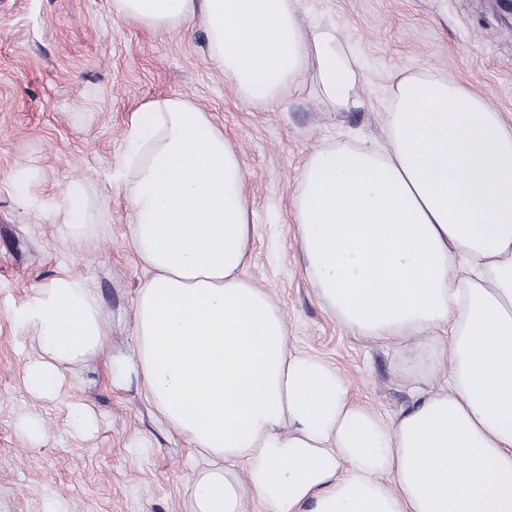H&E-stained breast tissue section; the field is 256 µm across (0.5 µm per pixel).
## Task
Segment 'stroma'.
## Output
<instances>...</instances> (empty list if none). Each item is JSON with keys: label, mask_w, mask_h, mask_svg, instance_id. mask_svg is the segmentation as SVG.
Wrapping results in <instances>:
<instances>
[{"label": "stroma", "mask_w": 512, "mask_h": 512, "mask_svg": "<svg viewBox=\"0 0 512 512\" xmlns=\"http://www.w3.org/2000/svg\"><path fill=\"white\" fill-rule=\"evenodd\" d=\"M364 62V105L336 111L311 93L250 104L214 67L204 29H154L116 16L112 0H0V512H190L192 448L138 383L113 387L108 356L131 355L133 308L148 274L130 244L129 178L118 163L132 119L164 98L186 100L223 129L245 170L253 224L244 278L266 289L295 350L348 381L352 402L383 419L414 399L399 372L407 344L347 329L309 279L291 198L316 149L382 142L391 78L425 70L484 98L512 124V14L501 0H304ZM85 189V239L62 220L72 182ZM86 279L108 327L104 353L69 366L55 399L31 396L37 346L16 311L35 289ZM87 406L93 437L77 433ZM40 420L28 447L20 425Z\"/></svg>", "instance_id": "1"}]
</instances>
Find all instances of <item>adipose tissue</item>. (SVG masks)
<instances>
[{
  "label": "adipose tissue",
  "instance_id": "adipose-tissue-1",
  "mask_svg": "<svg viewBox=\"0 0 512 512\" xmlns=\"http://www.w3.org/2000/svg\"><path fill=\"white\" fill-rule=\"evenodd\" d=\"M113 7L155 29L202 21L247 102L307 88L339 112L363 105L353 55L303 0ZM384 129L382 146L313 151L292 208L325 305L357 334L408 344L414 402L388 421L350 402L335 367L291 351L269 292L241 278L252 226L223 130L178 98L131 122V243L150 276L134 352L109 370L206 458L192 512H512V127L445 77L399 73ZM16 316L39 348L24 373L38 398L59 396L64 368L107 341L76 277L36 289Z\"/></svg>",
  "mask_w": 512,
  "mask_h": 512
}]
</instances>
